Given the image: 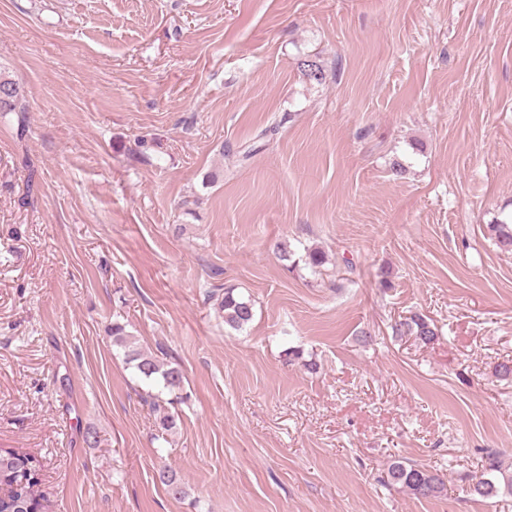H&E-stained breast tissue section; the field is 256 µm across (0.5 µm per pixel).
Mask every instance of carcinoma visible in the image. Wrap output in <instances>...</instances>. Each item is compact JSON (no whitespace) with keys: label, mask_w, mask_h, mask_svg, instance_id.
Wrapping results in <instances>:
<instances>
[{"label":"carcinoma","mask_w":512,"mask_h":512,"mask_svg":"<svg viewBox=\"0 0 512 512\" xmlns=\"http://www.w3.org/2000/svg\"><path fill=\"white\" fill-rule=\"evenodd\" d=\"M299 69L309 82L320 84L325 79L324 66L315 58L300 60ZM27 111L29 102L23 85L0 72V113ZM490 228L499 246L512 249V225L499 221ZM219 306L224 312V322L234 329L245 327L253 319L251 301L240 298L231 288L224 289ZM393 331L398 336H413L423 344H429L437 337L433 321L419 313L396 321ZM112 341L127 349V360L140 378L160 387L159 393H151L148 398L153 411L159 414L161 435L168 434L175 428V419L168 412L161 393H174L182 389L184 374L181 367L163 362L157 354L132 348L124 326L117 322L112 324ZM39 472L40 464L35 457L15 448H0V488L3 489L0 493V512H38L41 497ZM384 481L417 498L436 497L446 489V483L439 474L403 461H397L388 468ZM471 481L472 494L482 498L497 494L495 483L484 478V474L472 476Z\"/></svg>","instance_id":"1"}]
</instances>
